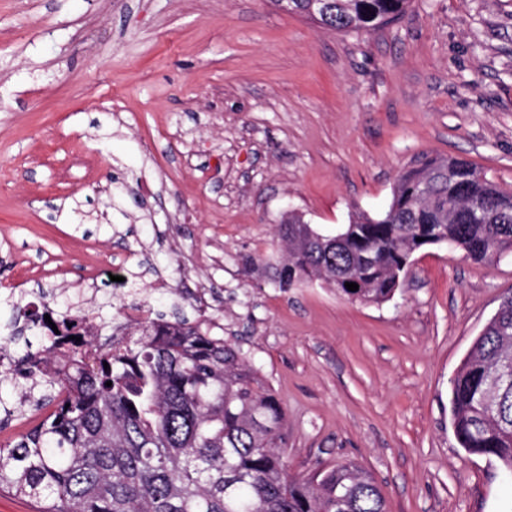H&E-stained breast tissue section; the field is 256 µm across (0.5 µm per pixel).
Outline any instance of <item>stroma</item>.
<instances>
[{"label":"stroma","instance_id":"stroma-1","mask_svg":"<svg viewBox=\"0 0 512 512\" xmlns=\"http://www.w3.org/2000/svg\"><path fill=\"white\" fill-rule=\"evenodd\" d=\"M424 153L512 188V0H411L350 33L269 0H0V323L6 295L39 286L167 315L204 292L210 334L285 411L290 477L354 464L388 512H512L449 402L512 258L427 247L381 305L242 264L280 255L289 211L332 234L385 211ZM75 198L98 220L52 216ZM115 269L140 272L139 295Z\"/></svg>","mask_w":512,"mask_h":512}]
</instances>
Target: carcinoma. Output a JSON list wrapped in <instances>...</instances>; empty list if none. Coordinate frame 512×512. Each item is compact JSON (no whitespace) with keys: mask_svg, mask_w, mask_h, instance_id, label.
I'll list each match as a JSON object with an SVG mask.
<instances>
[{"mask_svg":"<svg viewBox=\"0 0 512 512\" xmlns=\"http://www.w3.org/2000/svg\"><path fill=\"white\" fill-rule=\"evenodd\" d=\"M269 2L347 33L398 20L409 0H327L320 13L311 0ZM432 233L474 261L499 260L512 252V190L463 158L422 156L398 177L388 209L355 213L340 238L290 215L277 225L285 254L262 272L282 290L321 280L342 296L383 304L396 292L393 271ZM348 280L359 289L344 288ZM38 293V305L11 302L0 342L17 346L28 331L41 337L40 349L18 359L14 388L50 412L0 443L1 491L42 503L41 512H387L378 483L352 464L315 481L289 477L280 402L237 347L181 309L102 342L94 319L103 306ZM510 356L511 293L450 391L461 447L512 476Z\"/></svg>","mask_w":512,"mask_h":512,"instance_id":"carcinoma-1","label":"carcinoma"}]
</instances>
